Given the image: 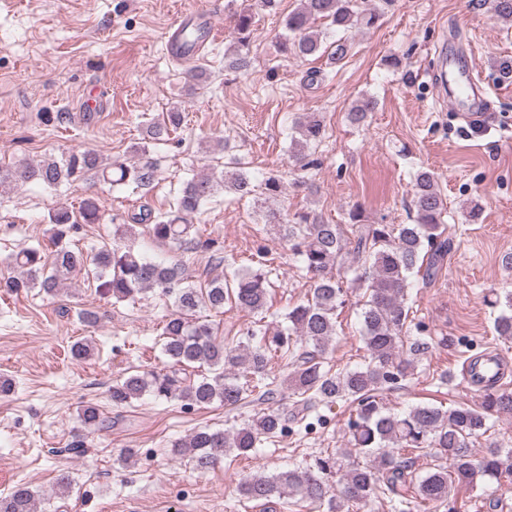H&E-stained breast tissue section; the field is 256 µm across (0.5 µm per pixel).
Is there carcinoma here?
<instances>
[{"mask_svg": "<svg viewBox=\"0 0 512 512\" xmlns=\"http://www.w3.org/2000/svg\"><path fill=\"white\" fill-rule=\"evenodd\" d=\"M488 5L493 16L512 26V0H475ZM378 9L360 8L357 0H300L299 6L284 19L288 36L281 51L297 57L327 55L332 63L342 61L350 45L339 33L370 28L379 20ZM254 15L251 8L236 14L237 50L228 57L233 70L250 67L247 48ZM326 23L323 29L316 21ZM374 97H359L349 112L353 124L364 123L375 111ZM182 121L178 111L167 113L163 122L152 126V138L162 140ZM325 135L322 121L314 115L295 124L289 151L304 171L310 165L309 152ZM224 168L195 175L182 183L169 203L158 214L144 209L129 224H116L112 244L102 246L92 258L71 248L69 233L75 225L98 220L94 200L83 202L80 211L60 206L49 213L52 263H46L42 247H27L14 256L20 269L16 276L0 278V291L20 294L32 289L54 295L74 270L91 264L97 288L118 301L159 289L172 299L173 311L163 327L158 366L136 370L112 384V406L126 408L147 396L154 401H177L185 406L206 408L215 403L234 409L249 401H268L275 394L270 365L274 354L303 351L290 365L283 379L284 389L293 399V412L286 416L271 407L262 409L230 430L197 428L184 439L170 443L174 457H187L199 472L215 467L233 451L249 457L262 440L278 436L287 421L302 423L317 406L328 409L343 402L355 406L356 417L349 420L347 450L320 456L277 474L256 472L247 476L239 491L250 502L286 504L305 501L319 512H350L349 506L366 507L386 496L397 503L399 512H439L461 487L498 483L512 474V448L494 442L476 452L471 439L488 431V415L512 414V389L486 385L478 402L457 404L447 409L420 404L392 412L381 401L384 389L414 375L416 360L433 347L425 336H406L409 307L408 290L414 280L431 283L442 271L452 240L445 236L447 203L427 170L415 173L411 224H364L359 207L348 213L349 223L329 224L321 216L304 211L293 219L281 217L273 209L259 213L264 224L276 227L288 249L313 281L312 296L288 308L286 325L273 332L247 333L246 341L235 347L224 344L208 313H222L224 304L264 315L269 311L270 281L260 269L240 268L231 278H216L207 287L197 288L181 263H165L145 256L136 248L139 228L160 243L182 247L190 242L191 218L200 213L217 194L231 193L240 199L268 202L283 193L277 175L257 181L245 171L232 147L220 143ZM91 175L111 186L131 185L149 191L158 180L153 161L111 167L100 164L91 152H71L57 160L23 162L13 168H0V188H14L28 182L54 187L73 177ZM353 273L350 284L365 288L361 307L362 338L367 356L360 364L336 371L325 366L324 354L336 341V312L348 297L341 273ZM507 310L494 319L495 333L512 338V292L505 293ZM78 418L84 427H109L106 417L93 404L83 406ZM429 448L441 463L425 474H417L413 461L401 451ZM369 461L360 464L352 454ZM39 497L29 486L16 485L0 495V512H38Z\"/></svg>", "mask_w": 512, "mask_h": 512, "instance_id": "cac0c4a2", "label": "carcinoma"}]
</instances>
